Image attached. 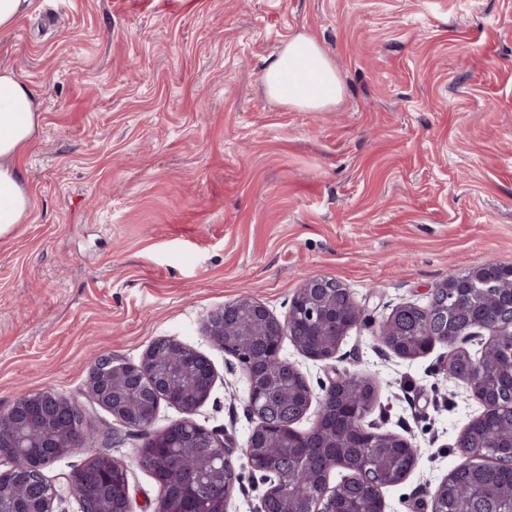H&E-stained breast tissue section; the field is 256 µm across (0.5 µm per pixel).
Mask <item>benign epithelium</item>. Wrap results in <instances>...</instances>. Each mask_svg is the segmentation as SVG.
<instances>
[{"mask_svg":"<svg viewBox=\"0 0 512 512\" xmlns=\"http://www.w3.org/2000/svg\"><path fill=\"white\" fill-rule=\"evenodd\" d=\"M500 270V265L494 261L481 263L463 274H453L448 279L436 284L430 292L427 306L421 308L426 316L435 321V326L428 329L430 336L427 348H432L439 337H447L446 343L453 347L445 363L446 371L452 378H460L456 366L457 357H462L468 363V374L465 382L474 387V376L485 368L486 357L490 349L498 346V341H512V313L508 319L499 325H490L482 321L467 324L461 329H454L453 316L448 307L437 306V293L446 295L460 291L470 285L485 284L493 281ZM341 292L347 300H352L350 291L333 278L325 276L308 277L297 289L288 312V316L278 318L263 302L244 295L227 303L224 307L211 313L205 322V336L221 350L229 351L233 344L224 339L228 331L238 319L241 307H248L254 318L264 326L262 335L270 336L275 344L273 359L278 364L279 376L294 380L300 385V393L304 399V408L300 415H305L310 409L314 393L300 369L281 357V347L284 338L297 335L293 323L295 309L299 306L313 319L318 320L328 313L326 298ZM412 303L401 304L380 323L378 339L385 341L393 320L399 314L416 309ZM489 333L487 340H482L484 333ZM476 342L481 349L471 353L466 344ZM179 354L189 362L188 370L193 377V391L196 393L194 402L185 406L173 392L172 375L165 366L158 364L162 352ZM243 367L248 381L247 411L257 419L244 445H239L234 436L225 431L209 430L193 420L198 408L209 398L213 389L216 373L212 362L195 348L184 344L173 337H161L154 340L143 353L137 363L125 362L112 357L110 353L99 355L90 368L86 382L84 397L87 403L76 398L64 396L53 389L36 392L20 393L12 404L0 410V456L13 462L12 468L0 471V512H15L10 507L11 499L6 491L12 486L16 471L31 476L38 483L42 492L35 499L31 512H56V504L61 502L66 494L72 493L80 504V512H88L84 498L76 493V485L68 482L66 486H56L45 479L41 467L29 463L22 455L26 448H59L58 455L66 454L68 448H83L85 440L77 425L83 422L88 414V408L100 407L109 412L112 417L123 425L138 429L150 428L158 414L160 403L165 401L179 409L183 418L175 425L186 428L195 435L200 446L210 451L212 468L221 474L230 472L229 484L224 493V501L216 508V512H227L235 483L240 475L235 472L232 456L236 451L246 457L252 470L260 473V478L269 484L260 498L255 512H268L267 503L280 483V474L274 467H258L255 459L262 454L266 432L263 425L269 422L267 404L263 394L272 390L273 378L268 375L264 357L240 352L235 355ZM351 373L342 371L335 373L323 388L319 400L318 415L325 414L330 406L343 401L344 383ZM397 446L407 451L408 470L391 472L385 480L388 485L402 483L413 470L418 460L417 449L412 443L401 436H396ZM367 459L364 456L347 450L337 466L348 471L339 482L331 483V471L318 477L316 487L320 494L310 500L309 506L303 512H324L322 503L327 498L351 496V492L367 486L369 480L363 472Z\"/></svg>","mask_w":512,"mask_h":512,"instance_id":"obj_1","label":"benign epithelium"}]
</instances>
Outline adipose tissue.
Returning <instances> with one entry per match:
<instances>
[{
    "mask_svg": "<svg viewBox=\"0 0 512 512\" xmlns=\"http://www.w3.org/2000/svg\"><path fill=\"white\" fill-rule=\"evenodd\" d=\"M262 81L274 100L304 110L336 104L343 85L317 40L300 33L265 66ZM40 122L34 90L10 68H0V237L23 223L31 206L18 159Z\"/></svg>",
    "mask_w": 512,
    "mask_h": 512,
    "instance_id": "ef3b65f1",
    "label": "adipose tissue"
}]
</instances>
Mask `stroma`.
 Returning <instances> with one entry per match:
<instances>
[{"label": "stroma", "instance_id": "35a3bbf8", "mask_svg": "<svg viewBox=\"0 0 512 512\" xmlns=\"http://www.w3.org/2000/svg\"><path fill=\"white\" fill-rule=\"evenodd\" d=\"M299 33L343 81L321 111L262 84ZM0 67L41 112L19 160L31 209L0 238V409L24 389L80 397L100 354L136 363L173 337L216 371L195 421L245 442L246 375L204 321L244 295L285 317L304 278L327 276L362 322L333 361L288 340L281 355L318 397L333 369L373 378L370 419L418 450L385 512H431L483 407L444 370L447 344L407 361L376 333L448 275L512 265V0H33L0 34ZM89 428L48 480L106 453L132 512H154L143 436L101 409ZM234 466L228 512H254L265 486L242 454ZM99 461L95 462V464L99 467L100 470H108L115 469L119 470L123 474V484L119 487V494L123 499L124 507L121 509V512H130V496H129V486L128 481L126 479V466L125 464L115 458L109 456H95L90 462H94L95 460ZM121 473H115V480L118 481Z\"/></svg>", "mask_w": 512, "mask_h": 512}]
</instances>
